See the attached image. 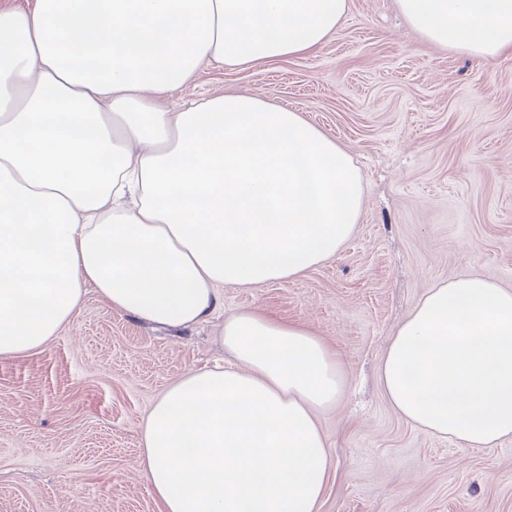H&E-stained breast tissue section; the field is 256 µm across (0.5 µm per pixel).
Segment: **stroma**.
I'll use <instances>...</instances> for the list:
<instances>
[{"label": "stroma", "mask_w": 512, "mask_h": 512, "mask_svg": "<svg viewBox=\"0 0 512 512\" xmlns=\"http://www.w3.org/2000/svg\"><path fill=\"white\" fill-rule=\"evenodd\" d=\"M314 53L202 67L167 104L250 92L301 114L352 156L354 236L302 277L222 288L208 321L160 327L87 293L41 350L0 359V512H161L138 464L153 403L224 365L228 314L299 322L342 356L347 391L320 423L333 470L320 512H512V438L468 448L388 403L378 367L428 288L482 275L512 289V52L490 60L412 32L395 0H348Z\"/></svg>", "instance_id": "1"}]
</instances>
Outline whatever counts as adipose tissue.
<instances>
[{
  "instance_id": "1",
  "label": "adipose tissue",
  "mask_w": 512,
  "mask_h": 512,
  "mask_svg": "<svg viewBox=\"0 0 512 512\" xmlns=\"http://www.w3.org/2000/svg\"><path fill=\"white\" fill-rule=\"evenodd\" d=\"M427 42L512 51V0H397ZM348 0H36L0 9V357L37 351L87 290L169 327L212 317L226 285L300 278L353 236L362 180L301 113L227 93L162 96L205 65L319 49ZM229 363L185 375L141 431L161 512H319L332 468L318 416L344 361L301 324L225 317ZM379 379L395 412L470 447L512 437V290L478 274L427 290Z\"/></svg>"
}]
</instances>
